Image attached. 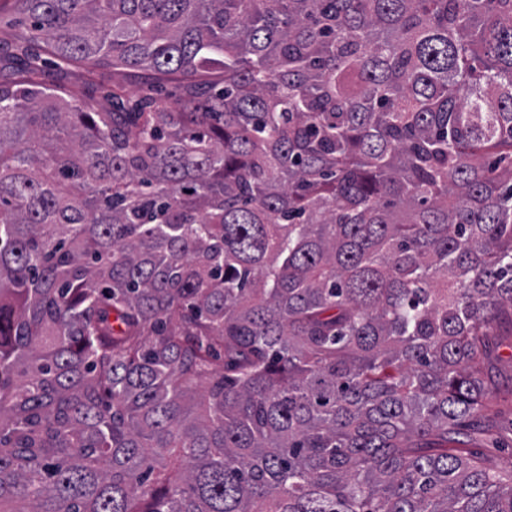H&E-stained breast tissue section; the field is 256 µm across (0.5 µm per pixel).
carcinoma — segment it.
Instances as JSON below:
<instances>
[{
	"mask_svg": "<svg viewBox=\"0 0 512 512\" xmlns=\"http://www.w3.org/2000/svg\"><path fill=\"white\" fill-rule=\"evenodd\" d=\"M16 2L184 83L0 84V512H512V0ZM508 334L509 326L503 324L494 329V336H489L500 412L487 419L486 424L492 425L489 434L477 436L470 444L472 450L485 453L488 462L504 474L512 470V340ZM489 436L502 448L492 447Z\"/></svg>",
	"mask_w": 512,
	"mask_h": 512,
	"instance_id": "1",
	"label": "carcinoma"
}]
</instances>
